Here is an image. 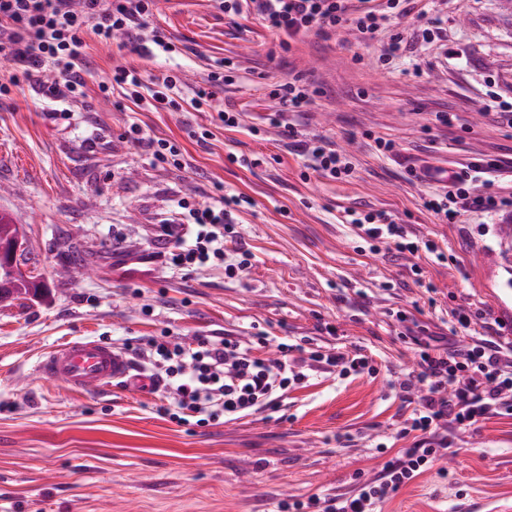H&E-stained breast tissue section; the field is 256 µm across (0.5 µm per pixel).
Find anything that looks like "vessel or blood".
I'll use <instances>...</instances> for the list:
<instances>
[{
  "label": "vessel or blood",
  "mask_w": 512,
  "mask_h": 512,
  "mask_svg": "<svg viewBox=\"0 0 512 512\" xmlns=\"http://www.w3.org/2000/svg\"><path fill=\"white\" fill-rule=\"evenodd\" d=\"M35 370L44 378L61 381L81 392L108 390L132 381L140 385L146 382L145 377L134 375L133 364L123 352L92 339L52 347L39 357Z\"/></svg>",
  "instance_id": "vessel-or-blood-1"
}]
</instances>
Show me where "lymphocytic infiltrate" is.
Segmentation results:
<instances>
[{
	"label": "lymphocytic infiltrate",
	"instance_id": "f902f5d3",
	"mask_svg": "<svg viewBox=\"0 0 512 512\" xmlns=\"http://www.w3.org/2000/svg\"><path fill=\"white\" fill-rule=\"evenodd\" d=\"M413 0H219L227 16L248 12L280 35L283 49L309 34L331 35L352 28L364 42L381 45V58L399 57L404 38L390 32L393 19L410 13L423 20V36L434 40L439 31L427 24L426 10H413ZM156 0H0V50L11 64L6 81L0 83V98L23 83L44 82L53 73L47 98L68 103L85 97L86 35L101 43L124 38L126 45L143 55L174 52L175 46L149 26ZM287 138L296 139L297 149L310 168L320 176L339 179L350 176L347 157L323 139L297 140L292 125H285ZM502 166L495 159L476 158L466 166L460 181L428 193L424 205L441 223H456L462 213L472 210L494 212L506 208L497 199L493 178ZM238 196L196 208L188 200L180 206L186 218L163 225L160 236L170 248L160 258L179 269H196L225 263L231 273L250 265L248 250L238 249V260L226 263L224 242L237 238L232 211L240 205ZM345 221L364 240L397 252L426 250L437 253L433 241L417 243L408 237L404 225L390 215L374 210H347ZM399 337L414 344L419 357L415 377L401 380L399 389L418 390L419 408L398 431L399 436L416 434L411 447L400 449L382 465L379 473L360 482L350 495L310 496L307 501L280 503V512H375L401 487L429 470L453 452L462 429L495 416L512 417V344L478 339L467 345L426 333L405 313H397ZM257 333L250 342L232 334H201L194 343L180 337L151 339L138 349L145 368L163 385L169 420L180 425L204 427L233 421L266 408L286 393L289 385L302 382L307 370L356 372L370 366L367 356L348 357L323 346L307 348L280 343L274 359L258 357L254 345L264 344Z\"/></svg>",
	"mask_w": 512,
	"mask_h": 512
}]
</instances>
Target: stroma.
Returning <instances> with one entry per match:
<instances>
[{
  "instance_id": "stroma-1",
  "label": "stroma",
  "mask_w": 512,
  "mask_h": 512,
  "mask_svg": "<svg viewBox=\"0 0 512 512\" xmlns=\"http://www.w3.org/2000/svg\"><path fill=\"white\" fill-rule=\"evenodd\" d=\"M432 16L446 44L426 42L414 16L399 21L401 58L379 61L351 29L312 34L292 50L258 17L228 18L215 0H157L151 18L176 45L142 56L88 39L91 73L79 112L46 113L30 85L0 101V211L24 235L32 275L48 292L0 306V512H275L279 502L344 494L356 474L373 477L386 450L410 447L398 429L415 412L397 381L418 356L398 336L401 311L430 334L512 340V299L500 288L512 238L500 216L475 213L443 224L423 206L427 182L412 168L464 167L484 157L512 166V127L483 110L512 101V0H438ZM145 85L181 70L183 109L155 112L120 91L102 97L117 58ZM237 67L211 109L191 98L217 61ZM319 87L308 111L289 114L299 137H325L354 162L351 177L306 171L270 125V93L296 72ZM240 114L224 128L218 109ZM453 114L451 126L435 122ZM184 151L176 168L153 161L127 135L131 123ZM203 127L205 142L189 137ZM393 144L392 152L378 141ZM255 159L241 166L239 157ZM243 196L240 233L251 266L194 271L157 260L156 232L179 200ZM350 208L382 210L414 238L431 239L448 260L425 253L372 252L344 223ZM79 255L86 276L73 274ZM469 314V330L454 315ZM266 331L277 342L314 341L372 357L376 373L310 372L273 406L217 426H179L160 390L71 391L37 375L46 350L90 338L117 347L163 333ZM457 451L400 488L381 512H478L512 501V418L492 417L456 441Z\"/></svg>"
}]
</instances>
